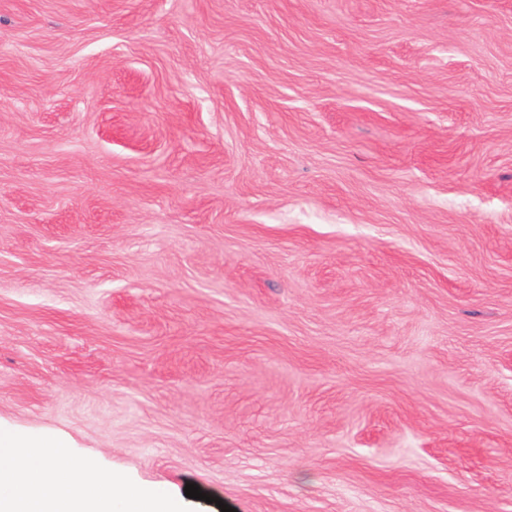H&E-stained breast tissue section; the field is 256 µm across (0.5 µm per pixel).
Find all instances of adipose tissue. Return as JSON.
I'll return each mask as SVG.
<instances>
[{"mask_svg": "<svg viewBox=\"0 0 512 512\" xmlns=\"http://www.w3.org/2000/svg\"><path fill=\"white\" fill-rule=\"evenodd\" d=\"M0 512H179L162 486L130 484L65 439L0 435Z\"/></svg>", "mask_w": 512, "mask_h": 512, "instance_id": "adipose-tissue-1", "label": "adipose tissue"}]
</instances>
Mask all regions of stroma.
I'll use <instances>...</instances> for the list:
<instances>
[{
    "label": "stroma",
    "instance_id": "35a3bbf8",
    "mask_svg": "<svg viewBox=\"0 0 512 512\" xmlns=\"http://www.w3.org/2000/svg\"><path fill=\"white\" fill-rule=\"evenodd\" d=\"M0 428L512 512V0H0Z\"/></svg>",
    "mask_w": 512,
    "mask_h": 512
}]
</instances>
